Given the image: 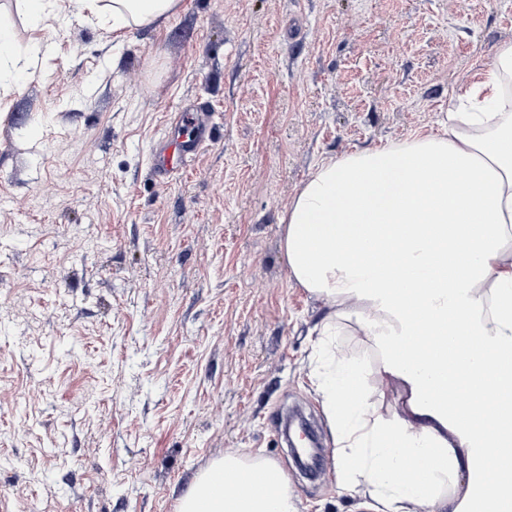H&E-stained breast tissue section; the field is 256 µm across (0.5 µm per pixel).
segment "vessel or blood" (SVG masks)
Wrapping results in <instances>:
<instances>
[{
    "label": "vessel or blood",
    "mask_w": 512,
    "mask_h": 512,
    "mask_svg": "<svg viewBox=\"0 0 512 512\" xmlns=\"http://www.w3.org/2000/svg\"><path fill=\"white\" fill-rule=\"evenodd\" d=\"M177 124L179 133L171 134L154 152V171L163 178L177 174L186 157L199 153L212 134L209 116L202 112L180 113Z\"/></svg>",
    "instance_id": "1"
}]
</instances>
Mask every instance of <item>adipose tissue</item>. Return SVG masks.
<instances>
[{"label":"adipose tissue","mask_w":512,"mask_h":512,"mask_svg":"<svg viewBox=\"0 0 512 512\" xmlns=\"http://www.w3.org/2000/svg\"><path fill=\"white\" fill-rule=\"evenodd\" d=\"M72 2L116 32L169 19L179 4ZM280 222L291 277L337 308L320 328L315 383L342 486H370L384 512H512L511 478L460 482L512 457V42L461 87L438 131L324 159ZM344 318L401 384L402 412L380 413L362 365L337 349ZM419 321L434 324V340L404 357ZM487 404L494 418H483ZM178 512L296 508L278 467L233 452L197 478Z\"/></svg>","instance_id":"adipose-tissue-1"}]
</instances>
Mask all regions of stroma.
Segmentation results:
<instances>
[{
	"instance_id": "35a3bbf8",
	"label": "stroma",
	"mask_w": 512,
	"mask_h": 512,
	"mask_svg": "<svg viewBox=\"0 0 512 512\" xmlns=\"http://www.w3.org/2000/svg\"><path fill=\"white\" fill-rule=\"evenodd\" d=\"M0 0V512H177L233 451L277 464L296 512H380L338 485L311 381L333 308L291 277L279 218L325 158L437 129L512 41V0H181L115 36L56 0ZM214 134L183 171L151 158L177 112ZM382 412L399 384L341 322ZM302 409L306 478L279 435ZM20 2L23 11L35 26H43L53 18L49 0H23Z\"/></svg>"
}]
</instances>
